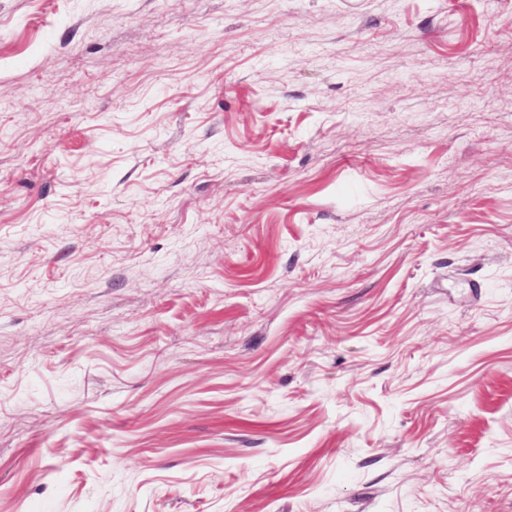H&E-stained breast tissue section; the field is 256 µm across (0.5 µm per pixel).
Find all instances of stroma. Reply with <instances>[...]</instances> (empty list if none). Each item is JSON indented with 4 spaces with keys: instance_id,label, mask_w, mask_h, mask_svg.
Wrapping results in <instances>:
<instances>
[{
    "instance_id": "1",
    "label": "stroma",
    "mask_w": 512,
    "mask_h": 512,
    "mask_svg": "<svg viewBox=\"0 0 512 512\" xmlns=\"http://www.w3.org/2000/svg\"><path fill=\"white\" fill-rule=\"evenodd\" d=\"M0 512H512V0H0Z\"/></svg>"
}]
</instances>
